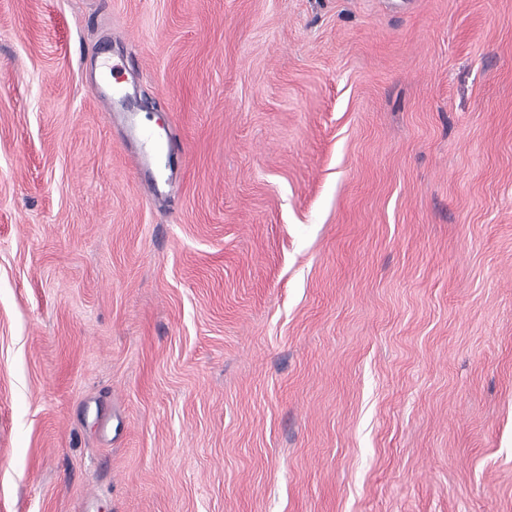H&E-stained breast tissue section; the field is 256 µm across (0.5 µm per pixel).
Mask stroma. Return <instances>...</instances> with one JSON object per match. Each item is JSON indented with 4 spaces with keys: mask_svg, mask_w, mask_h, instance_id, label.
Here are the masks:
<instances>
[{
    "mask_svg": "<svg viewBox=\"0 0 512 512\" xmlns=\"http://www.w3.org/2000/svg\"><path fill=\"white\" fill-rule=\"evenodd\" d=\"M0 512H512V0H0ZM102 68L109 70V73L112 74V85H110L109 92H97L95 94L96 99L102 105L105 112H112V101L114 97L119 96L122 93V85L120 79L115 76L120 73V68L112 63V66L108 63L107 60L102 62ZM115 79V81H113Z\"/></svg>",
    "mask_w": 512,
    "mask_h": 512,
    "instance_id": "obj_1",
    "label": "stroma"
}]
</instances>
